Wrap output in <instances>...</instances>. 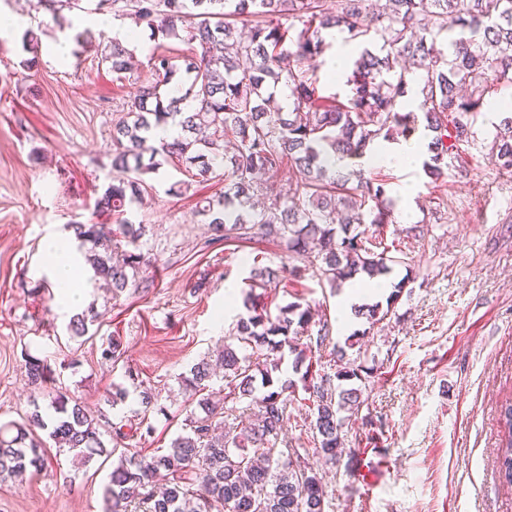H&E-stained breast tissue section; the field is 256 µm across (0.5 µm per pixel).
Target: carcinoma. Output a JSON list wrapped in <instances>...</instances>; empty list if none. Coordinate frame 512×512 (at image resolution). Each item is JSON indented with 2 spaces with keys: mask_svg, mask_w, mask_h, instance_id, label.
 <instances>
[{
  "mask_svg": "<svg viewBox=\"0 0 512 512\" xmlns=\"http://www.w3.org/2000/svg\"><path fill=\"white\" fill-rule=\"evenodd\" d=\"M109 1L123 2L155 42L147 62L151 80L112 125L113 175L95 202L112 214L116 228L70 224L84 262L114 299L143 284L145 225L128 214L147 191L144 176L173 158L192 170L190 180L179 183L181 194L194 178L224 180L223 191L196 202L224 244L271 243L296 261L290 276L309 273L332 288L389 274L404 263L384 238L392 199L384 183L339 167L336 159L360 158L374 140L409 124L414 114L400 108L408 75L419 72L418 109L432 133L423 169L439 179L453 152L469 142L486 97L512 86V0H386L380 8L373 0H99L98 9ZM242 15L255 18L245 34L229 22ZM332 30L362 46L348 64L349 93L342 101L320 94L313 66L332 46ZM131 59L116 40L101 53L118 81L131 73ZM280 84L292 99L286 111L274 98ZM171 121L179 136L149 143L151 130ZM494 129L495 166L511 173L512 115ZM285 168L294 188L283 196L275 178ZM312 253L320 264L299 265ZM279 276L261 254L252 258L245 313L217 354L224 385L211 388L209 359L192 368L182 385L199 398L164 452L129 453L122 427L59 393L53 414L36 408L21 423L0 424V480L23 483L49 467L36 434L42 430L80 465L117 457L103 490L104 512H132L136 499L143 512H326L322 475L302 463L296 449H277L289 397L299 383L309 393L316 452L333 466L343 452V413L365 403L369 369L345 361L339 347L337 362L345 366L332 377L321 372L312 344L300 343L310 308L291 302L273 316L255 293ZM405 285L399 281L386 303L365 304L358 314L372 325L387 319ZM286 349L296 380L277 376ZM25 372L38 391L53 380L47 364L28 352ZM245 398L255 406L254 418L245 426L226 421L228 404ZM500 422L498 478L512 486V399L501 405ZM103 426L111 428L109 445Z\"/></svg>",
  "mask_w": 512,
  "mask_h": 512,
  "instance_id": "carcinoma-1",
  "label": "carcinoma"
}]
</instances>
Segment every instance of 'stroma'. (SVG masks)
Masks as SVG:
<instances>
[{
	"mask_svg": "<svg viewBox=\"0 0 512 512\" xmlns=\"http://www.w3.org/2000/svg\"><path fill=\"white\" fill-rule=\"evenodd\" d=\"M96 3L84 0L59 24L35 0H0V13L17 18L15 28L0 32V422L22 421L36 406L51 411V391L36 394L27 384L29 353L47 361L59 386L87 409L115 423L148 418L154 431L137 447L149 456L180 433L192 406L183 376L216 356L243 311L227 305L226 286L245 292L244 259L253 247L214 239L195 208L221 181L180 195L172 186L187 174L167 163L147 175L150 188L132 214L145 224L156 257L141 272L147 289L112 299L81 266L78 285L97 331L70 338L71 315L46 290L43 247L52 237L71 238V222L112 223L95 200L112 177V125L139 87L116 81L99 63L107 33L92 23ZM87 28L96 46L62 58L50 53ZM28 29L39 38L31 68L21 49ZM497 120L488 107L475 115L466 166L436 181L416 167L351 161V169L389 189H412L414 224L386 228L405 258L392 274L407 282L393 318L344 325L341 295L311 277L298 282L285 274L262 293L270 313L298 302L326 315L323 367L352 336L349 358L371 370L367 403L347 420L346 450L333 467L315 451L308 393L291 396L286 437L322 473L329 512H512V487L495 473L499 407L512 398V178L490 161ZM418 228L423 237H415ZM111 336L124 349L115 365L100 354ZM128 370L157 393L164 413H143L134 392L108 405L106 390ZM45 446L51 467L20 484L0 483V512H103L111 462L80 466L53 441Z\"/></svg>",
	"mask_w": 512,
	"mask_h": 512,
	"instance_id": "stroma-1",
	"label": "stroma"
}]
</instances>
